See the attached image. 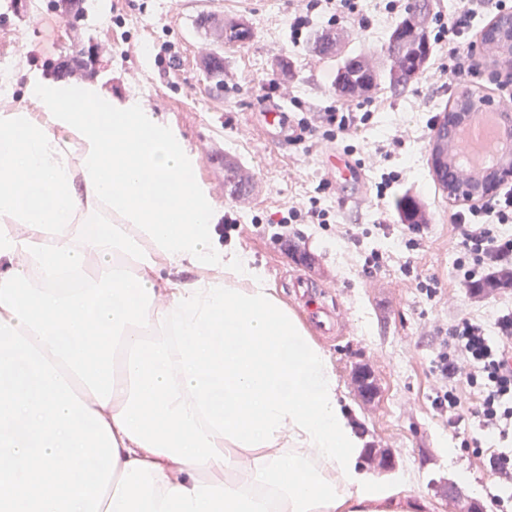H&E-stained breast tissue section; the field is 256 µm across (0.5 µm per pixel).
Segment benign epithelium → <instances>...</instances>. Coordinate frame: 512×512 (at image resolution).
<instances>
[{
  "mask_svg": "<svg viewBox=\"0 0 512 512\" xmlns=\"http://www.w3.org/2000/svg\"><path fill=\"white\" fill-rule=\"evenodd\" d=\"M512 42V14L501 13L493 22L480 31L477 38V55L485 53V47L500 38ZM485 99L472 87H464L457 91L451 104L458 108L456 112H446L435 127V134L430 148L431 166L438 174L443 173L446 165L458 166L465 174L462 183L452 191L451 197L465 201L481 200L494 194L499 187L512 178V164L508 166L494 165L485 172L476 175L471 169L459 162L458 132L470 125L474 116L484 107Z\"/></svg>",
  "mask_w": 512,
  "mask_h": 512,
  "instance_id": "7a95c632",
  "label": "benign epithelium"
}]
</instances>
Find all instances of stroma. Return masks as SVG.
Segmentation results:
<instances>
[{
	"mask_svg": "<svg viewBox=\"0 0 512 512\" xmlns=\"http://www.w3.org/2000/svg\"><path fill=\"white\" fill-rule=\"evenodd\" d=\"M388 2L356 0V16L333 27L314 18L308 39L295 44L288 38V20L302 9L301 0H86V13L77 21L54 0H0V57L8 60L0 77L13 104L24 107L26 67L52 76L75 46L97 45L103 87L115 95L141 96L197 154L200 179L226 220L237 224L229 240L264 265L272 287L327 351L345 408L367 444L387 447L391 473L403 477L410 493L427 498L429 512H459L448 486L461 470L470 478L461 489L465 499L480 503L484 512H512V486L496 482L487 459L462 445L476 435L483 447L496 448L498 436L478 433L470 423L453 431L432 406L429 366L440 327L469 315L495 336L499 318L512 312V288L472 296L455 286L450 215L456 202L436 182L429 160L435 129L428 121L442 116L460 88L438 72L444 49H433L404 91L370 92L372 119L352 155L367 189L363 197L337 186L318 193L326 176L323 151L303 153L290 142L288 128L272 142L261 129L270 102L285 104L292 120L337 102L332 83L342 56L382 57L400 18L389 12ZM205 18L246 24L253 36L222 42L202 27ZM327 30L340 39L339 55L323 57L312 47V36ZM215 52L224 58L220 80L204 68ZM273 75L285 88L268 102L260 99L259 87ZM395 138L402 144L394 148ZM226 157L253 176L251 199L225 197ZM390 170L401 174L395 194L417 199L430 224L426 241L414 251L405 246L392 202L378 201L373 191L381 173ZM314 198L329 211L328 223L277 226L288 207H309ZM381 221L388 232L378 230ZM340 224L359 225L367 234L358 242L337 237ZM283 232L289 243L279 241ZM374 250L383 253L384 264L364 273ZM419 276L438 279L436 297L417 288ZM362 373L375 388L372 398L360 391Z\"/></svg>",
	"mask_w": 512,
	"mask_h": 512,
	"instance_id": "obj_1",
	"label": "stroma"
}]
</instances>
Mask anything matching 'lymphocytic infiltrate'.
Instances as JSON below:
<instances>
[{
	"mask_svg": "<svg viewBox=\"0 0 512 512\" xmlns=\"http://www.w3.org/2000/svg\"><path fill=\"white\" fill-rule=\"evenodd\" d=\"M512 8V0H455L448 18L439 21L434 38L447 46L448 63L443 74L468 80L478 74L479 63L472 55L471 37L482 8ZM328 14L329 24L355 15V0H306L289 23L290 38L300 41L315 10ZM371 119L370 113L352 112L342 105L294 122L290 138L313 149L322 141H339L345 152H353L360 128ZM494 224H486V216ZM456 237L455 269L459 287L470 290L495 282L512 286V238L498 235L495 224L512 223V187L482 205L456 210L452 217ZM502 337L488 336L484 324L463 316L442 330L439 347L431 365L436 380L434 406L446 415L449 426H457L465 417L475 419L480 430L507 437L512 432V316L500 322Z\"/></svg>",
	"mask_w": 512,
	"mask_h": 512,
	"instance_id": "obj_1",
	"label": "lymphocytic infiltrate"
}]
</instances>
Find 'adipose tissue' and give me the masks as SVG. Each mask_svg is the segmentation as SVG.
<instances>
[{
    "mask_svg": "<svg viewBox=\"0 0 512 512\" xmlns=\"http://www.w3.org/2000/svg\"><path fill=\"white\" fill-rule=\"evenodd\" d=\"M25 88L0 105V512H424L362 467L328 354L221 242L180 132L95 78Z\"/></svg>",
    "mask_w": 512,
    "mask_h": 512,
    "instance_id": "adipose-tissue-1",
    "label": "adipose tissue"
}]
</instances>
